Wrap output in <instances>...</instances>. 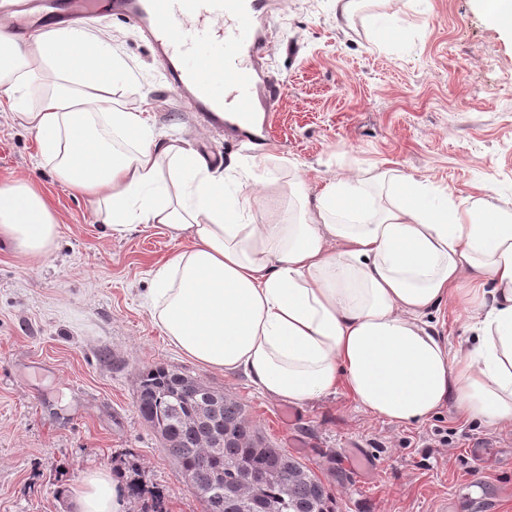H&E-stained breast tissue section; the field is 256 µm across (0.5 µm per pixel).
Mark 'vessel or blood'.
I'll return each mask as SVG.
<instances>
[{"label":"vessel or blood","mask_w":512,"mask_h":512,"mask_svg":"<svg viewBox=\"0 0 512 512\" xmlns=\"http://www.w3.org/2000/svg\"><path fill=\"white\" fill-rule=\"evenodd\" d=\"M260 0H112L113 14L139 28L167 63L172 89L185 95L200 118L210 126L225 122L250 125L256 110L254 83L242 55H262L252 12ZM100 0H61L52 12L37 11L29 0L16 7L18 30H33L43 23L67 24L97 17ZM201 40L224 42L222 67H208L209 55H198L191 66L182 60Z\"/></svg>","instance_id":"b4317fda"}]
</instances>
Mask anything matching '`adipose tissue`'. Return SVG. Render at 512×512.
Masks as SVG:
<instances>
[{
	"label": "adipose tissue",
	"mask_w": 512,
	"mask_h": 512,
	"mask_svg": "<svg viewBox=\"0 0 512 512\" xmlns=\"http://www.w3.org/2000/svg\"><path fill=\"white\" fill-rule=\"evenodd\" d=\"M121 69L104 35L63 28L18 41L0 19V112L34 135L35 167L85 197L110 235L153 224L190 239L145 297L170 345L288 404L341 385L395 423L450 403L512 422V211L450 195L435 206L427 181L369 168L298 194L287 220L247 223L253 199L221 167L116 108ZM58 235L31 181L0 186V250L46 259ZM452 298L474 333L456 357L428 320ZM124 497L108 470L70 492L74 512H122Z\"/></svg>",
	"instance_id": "1"
}]
</instances>
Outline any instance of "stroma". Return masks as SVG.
<instances>
[{
    "label": "stroma",
    "mask_w": 512,
    "mask_h": 512,
    "mask_svg": "<svg viewBox=\"0 0 512 512\" xmlns=\"http://www.w3.org/2000/svg\"><path fill=\"white\" fill-rule=\"evenodd\" d=\"M124 69L112 93L156 132L194 139L211 163L252 166L248 219L288 214V184L383 167L456 199L512 211V36L479 0H362L337 24L333 0H274L261 64L280 88L261 141L201 124L166 82L145 36L102 15ZM34 137L0 115V184L33 175L60 233L52 257L0 251V512H71L70 487L94 469L162 491L167 512L203 506L134 404L140 369L165 364L244 404L267 440L306 463L336 512H512V424L446 406L398 424L344 390L296 406L244 374L201 367L168 344L143 298L153 273L186 247L158 226L105 236L89 203L47 169Z\"/></svg>",
    "instance_id": "35a3bbf8"
}]
</instances>
